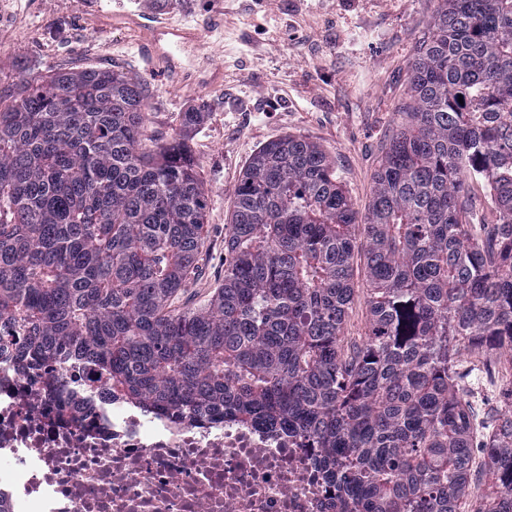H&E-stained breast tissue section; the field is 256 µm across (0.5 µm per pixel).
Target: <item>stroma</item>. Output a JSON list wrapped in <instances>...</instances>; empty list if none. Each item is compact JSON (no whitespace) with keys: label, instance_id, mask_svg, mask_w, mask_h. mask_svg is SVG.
<instances>
[{"label":"stroma","instance_id":"obj_1","mask_svg":"<svg viewBox=\"0 0 512 512\" xmlns=\"http://www.w3.org/2000/svg\"><path fill=\"white\" fill-rule=\"evenodd\" d=\"M195 33L180 47L111 7L86 0H0V81L96 65L140 77L147 125L171 136L178 112L205 105L190 147L210 196L201 274L204 301L224 282V234L235 190L268 142L300 135L336 162L366 214L373 174L408 104L409 67L438 0H153Z\"/></svg>","mask_w":512,"mask_h":512}]
</instances>
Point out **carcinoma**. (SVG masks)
<instances>
[{
	"label": "carcinoma",
	"instance_id": "1",
	"mask_svg": "<svg viewBox=\"0 0 512 512\" xmlns=\"http://www.w3.org/2000/svg\"><path fill=\"white\" fill-rule=\"evenodd\" d=\"M364 221L318 145H264L235 191L224 284L173 308L210 198L189 142L148 136L141 79L20 73L0 88V342L87 360L112 392L279 425L344 512H512V0H440ZM496 211L475 224L466 179ZM363 258L366 320L344 326Z\"/></svg>",
	"mask_w": 512,
	"mask_h": 512
}]
</instances>
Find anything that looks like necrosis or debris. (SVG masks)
<instances>
[{"label":"necrosis or debris","mask_w":512,"mask_h":512,"mask_svg":"<svg viewBox=\"0 0 512 512\" xmlns=\"http://www.w3.org/2000/svg\"><path fill=\"white\" fill-rule=\"evenodd\" d=\"M79 407L59 419L56 401ZM0 512H337L287 433L158 413L89 362L27 369L0 344Z\"/></svg>","instance_id":"obj_1"}]
</instances>
